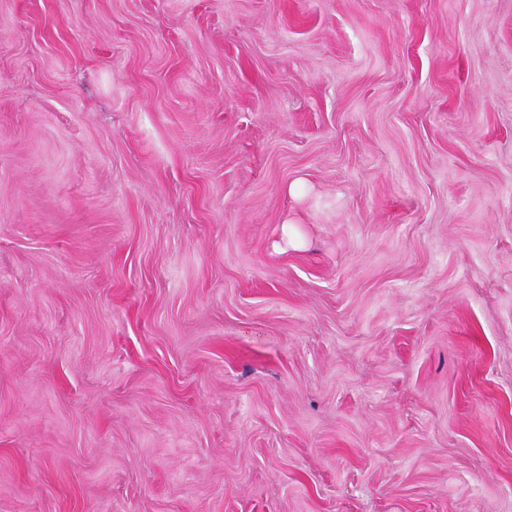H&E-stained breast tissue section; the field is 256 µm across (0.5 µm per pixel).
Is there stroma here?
<instances>
[{
	"mask_svg": "<svg viewBox=\"0 0 512 512\" xmlns=\"http://www.w3.org/2000/svg\"><path fill=\"white\" fill-rule=\"evenodd\" d=\"M0 512H512V0H0Z\"/></svg>",
	"mask_w": 512,
	"mask_h": 512,
	"instance_id": "35a3bbf8",
	"label": "stroma"
}]
</instances>
